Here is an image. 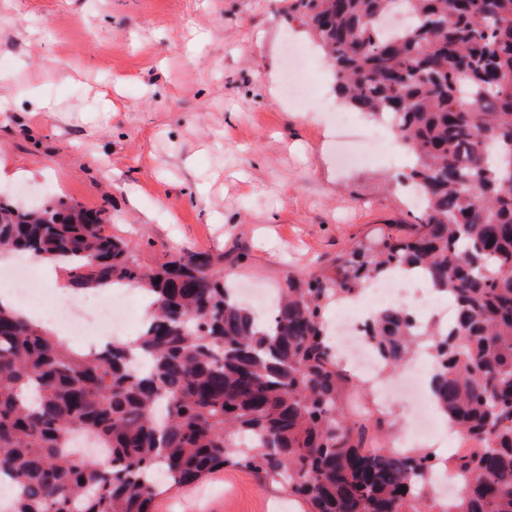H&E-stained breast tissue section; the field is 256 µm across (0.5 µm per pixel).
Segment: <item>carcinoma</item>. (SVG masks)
<instances>
[{"label": "carcinoma", "instance_id": "cac0c4a2", "mask_svg": "<svg viewBox=\"0 0 512 512\" xmlns=\"http://www.w3.org/2000/svg\"><path fill=\"white\" fill-rule=\"evenodd\" d=\"M412 17L398 33L379 20ZM322 51L341 103L393 123L413 157L418 223L353 243L326 270L288 277L271 316L239 302L206 258L158 270L79 203L0 196V253L47 257L78 288L135 283L139 334L95 352L60 345L0 303V484L11 512H154L158 496L243 466L303 512H512V0H288ZM451 298L450 326L380 310L369 339L401 370L427 349L432 403L482 444L455 458L444 504L420 495L441 463L399 452L351 419L359 384L326 342L330 306L394 268ZM86 430L112 458L70 449Z\"/></svg>", "mask_w": 512, "mask_h": 512}]
</instances>
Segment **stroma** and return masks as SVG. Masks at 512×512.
<instances>
[{
  "label": "stroma",
  "instance_id": "obj_1",
  "mask_svg": "<svg viewBox=\"0 0 512 512\" xmlns=\"http://www.w3.org/2000/svg\"><path fill=\"white\" fill-rule=\"evenodd\" d=\"M288 0H0V158L14 197L73 200L145 269L191 253L251 287L328 268L352 243L417 221L405 149L344 169L324 116L281 93ZM156 512H300L227 466Z\"/></svg>",
  "mask_w": 512,
  "mask_h": 512
}]
</instances>
